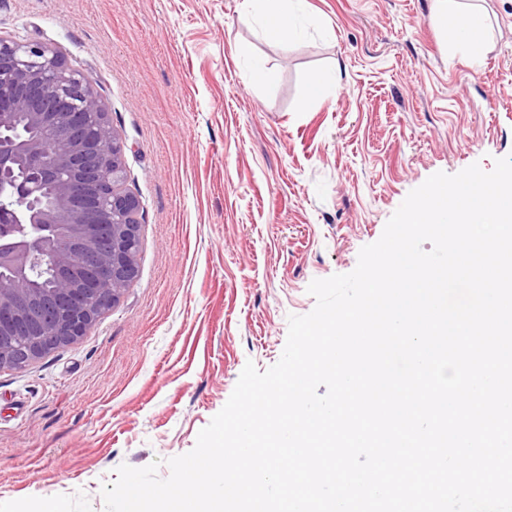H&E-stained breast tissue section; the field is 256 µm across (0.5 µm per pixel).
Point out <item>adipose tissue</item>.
<instances>
[{
  "instance_id": "1",
  "label": "adipose tissue",
  "mask_w": 512,
  "mask_h": 512,
  "mask_svg": "<svg viewBox=\"0 0 512 512\" xmlns=\"http://www.w3.org/2000/svg\"><path fill=\"white\" fill-rule=\"evenodd\" d=\"M266 11L261 33L267 41L286 43L298 35L294 18L304 0H276ZM434 20L441 29H453L459 49L475 55L483 51L492 28L483 0H434Z\"/></svg>"
}]
</instances>
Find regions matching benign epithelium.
<instances>
[{"label":"benign epithelium","instance_id":"benign-epithelium-1","mask_svg":"<svg viewBox=\"0 0 512 512\" xmlns=\"http://www.w3.org/2000/svg\"><path fill=\"white\" fill-rule=\"evenodd\" d=\"M123 144L86 75L48 44L0 37V369L22 368L86 334L137 273L139 199ZM46 263L54 287L24 288Z\"/></svg>","mask_w":512,"mask_h":512}]
</instances>
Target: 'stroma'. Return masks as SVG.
<instances>
[{
	"mask_svg": "<svg viewBox=\"0 0 512 512\" xmlns=\"http://www.w3.org/2000/svg\"><path fill=\"white\" fill-rule=\"evenodd\" d=\"M485 7L474 61L432 0H306L285 45L262 38L257 0H0V36L89 77L142 203L138 274L113 307L0 369V512H105L124 463L168 477L246 362L279 360L312 280L353 271L429 176L512 155V0ZM334 68L335 96L307 101Z\"/></svg>",
	"mask_w": 512,
	"mask_h": 512,
	"instance_id": "1",
	"label": "stroma"
}]
</instances>
